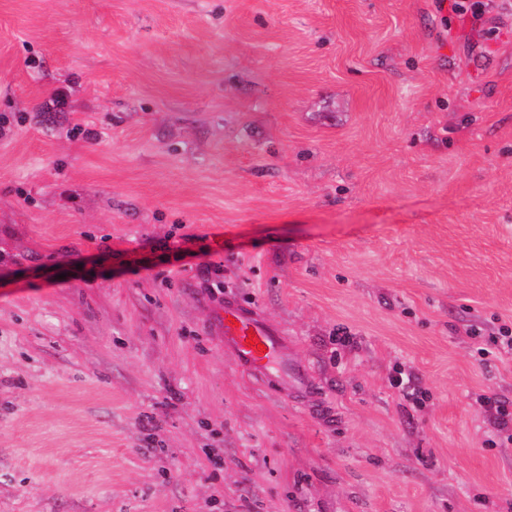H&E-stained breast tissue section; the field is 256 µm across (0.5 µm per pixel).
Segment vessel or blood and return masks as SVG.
Returning a JSON list of instances; mask_svg holds the SVG:
<instances>
[{
  "label": "vessel or blood",
  "instance_id": "b4317fda",
  "mask_svg": "<svg viewBox=\"0 0 512 512\" xmlns=\"http://www.w3.org/2000/svg\"><path fill=\"white\" fill-rule=\"evenodd\" d=\"M224 349L230 352L243 370L288 385V354L281 332L262 318L225 301L216 313Z\"/></svg>",
  "mask_w": 512,
  "mask_h": 512
}]
</instances>
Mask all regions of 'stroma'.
Wrapping results in <instances>:
<instances>
[{
	"label": "stroma",
	"mask_w": 512,
	"mask_h": 512,
	"mask_svg": "<svg viewBox=\"0 0 512 512\" xmlns=\"http://www.w3.org/2000/svg\"><path fill=\"white\" fill-rule=\"evenodd\" d=\"M454 2L0 0V512H512V0ZM216 322L221 328L224 351L230 352L243 370L273 380L287 390L288 374H294L296 380L303 379V375L288 368V354L282 333L259 316L228 300L217 311ZM259 344L265 346V351L258 348ZM499 336H491L489 339L490 349L479 347L478 354L484 360L485 357L495 356L500 360H508L512 358V327L504 324L499 328ZM480 406L493 427V434L501 445L512 444V404L502 396L476 395Z\"/></svg>",
	"instance_id": "obj_1"
}]
</instances>
